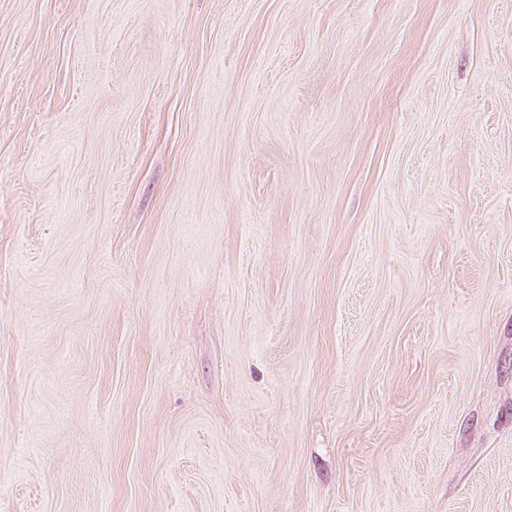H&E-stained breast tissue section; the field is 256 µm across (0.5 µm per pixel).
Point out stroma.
<instances>
[{"mask_svg":"<svg viewBox=\"0 0 512 512\" xmlns=\"http://www.w3.org/2000/svg\"><path fill=\"white\" fill-rule=\"evenodd\" d=\"M0 512H512V0H0Z\"/></svg>","mask_w":512,"mask_h":512,"instance_id":"obj_1","label":"stroma"}]
</instances>
